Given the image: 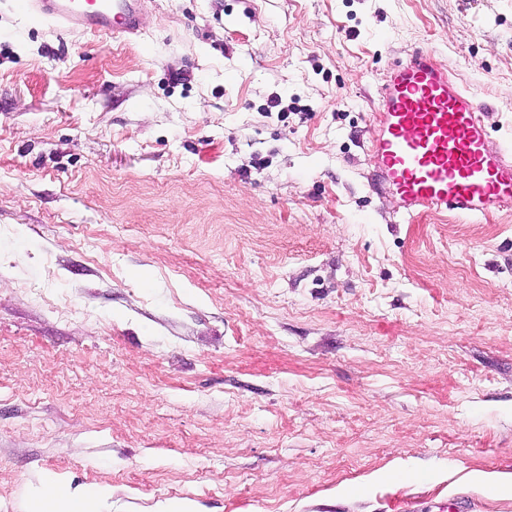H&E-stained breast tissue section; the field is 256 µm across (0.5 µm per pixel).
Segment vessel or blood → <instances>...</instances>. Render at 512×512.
<instances>
[{
	"instance_id": "vessel-or-blood-1",
	"label": "vessel or blood",
	"mask_w": 512,
	"mask_h": 512,
	"mask_svg": "<svg viewBox=\"0 0 512 512\" xmlns=\"http://www.w3.org/2000/svg\"><path fill=\"white\" fill-rule=\"evenodd\" d=\"M17 11L63 30L138 39L145 0H14ZM368 153L374 177L403 215L445 210L478 218L512 207V146H492L475 93L430 49L383 68Z\"/></svg>"
}]
</instances>
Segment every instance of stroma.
I'll list each match as a JSON object with an SVG mask.
<instances>
[{
    "label": "stroma",
    "instance_id": "stroma-1",
    "mask_svg": "<svg viewBox=\"0 0 512 512\" xmlns=\"http://www.w3.org/2000/svg\"><path fill=\"white\" fill-rule=\"evenodd\" d=\"M0 0V512H512V209L371 186L416 48L512 141V0ZM144 0H15L17 11L63 30L138 39L144 34ZM104 496L103 490L95 488L71 489L68 486L51 482L44 493L41 494L36 512H96L95 502L98 497ZM44 503L52 507L46 510Z\"/></svg>",
    "mask_w": 512,
    "mask_h": 512
}]
</instances>
